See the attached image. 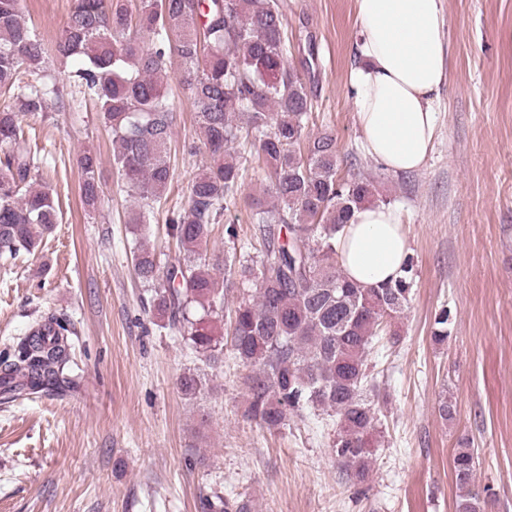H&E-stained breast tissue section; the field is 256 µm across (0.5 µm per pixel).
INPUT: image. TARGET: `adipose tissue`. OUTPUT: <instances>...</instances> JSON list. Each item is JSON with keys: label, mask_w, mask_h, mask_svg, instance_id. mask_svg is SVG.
Segmentation results:
<instances>
[{"label": "adipose tissue", "mask_w": 512, "mask_h": 512, "mask_svg": "<svg viewBox=\"0 0 512 512\" xmlns=\"http://www.w3.org/2000/svg\"><path fill=\"white\" fill-rule=\"evenodd\" d=\"M357 62L349 70L367 155L395 173L418 171L437 136V103L448 77L441 0H356ZM338 262L360 288L396 278L410 254L399 212L353 209L338 237Z\"/></svg>", "instance_id": "adipose-tissue-1"}]
</instances>
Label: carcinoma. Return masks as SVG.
Returning a JSON list of instances; mask_svg holds the SVG:
<instances>
[{
  "label": "carcinoma",
  "instance_id": "cac0c4a2",
  "mask_svg": "<svg viewBox=\"0 0 512 512\" xmlns=\"http://www.w3.org/2000/svg\"><path fill=\"white\" fill-rule=\"evenodd\" d=\"M288 27L278 0H71L64 25L46 43L29 24L24 0H0V254L36 251L58 219L55 197L35 186L40 151L19 116L71 112L91 100L111 134L118 186L137 206L130 223L149 224L153 204L172 181L169 147L175 111L164 78L176 79L192 102L209 164L188 186V206L172 212L167 235L179 255L161 265L144 246L135 273L151 288L163 327L191 348L215 357L230 339L235 357L252 367L245 417L277 428L291 414L319 410L337 419L332 452L347 480L372 475L370 436L378 419L367 355L386 319L402 313L414 285V260L380 288L360 289L338 265L336 241L353 208L372 203L373 186L337 176L336 137L305 131L312 113L310 68L287 64ZM57 61L59 79L46 81ZM251 135L268 171L269 196L251 199L266 261L250 266L228 251L210 263L199 249L240 191L234 143ZM98 157H77L84 205L100 193ZM255 285L218 328L235 280ZM450 311L435 318L434 339H448ZM66 328L49 317L0 360V395L62 396L73 385ZM194 396L201 378L181 377ZM453 468L461 490L456 512H484L475 491V449L465 442ZM204 512H247L237 498L215 493Z\"/></svg>",
  "mask_w": 512,
  "mask_h": 512
}]
</instances>
